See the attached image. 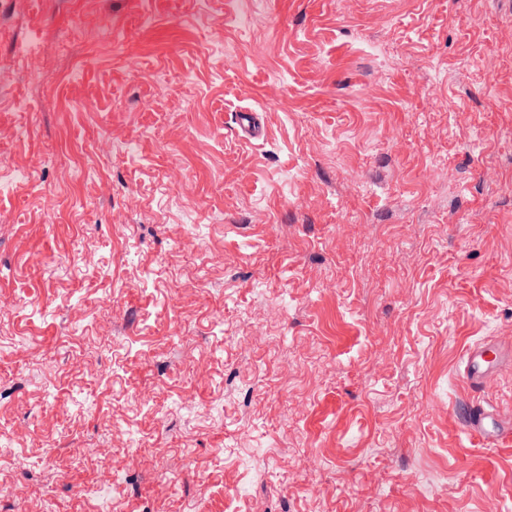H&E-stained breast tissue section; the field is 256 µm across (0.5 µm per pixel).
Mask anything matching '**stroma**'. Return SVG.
<instances>
[{
    "label": "stroma",
    "mask_w": 512,
    "mask_h": 512,
    "mask_svg": "<svg viewBox=\"0 0 512 512\" xmlns=\"http://www.w3.org/2000/svg\"><path fill=\"white\" fill-rule=\"evenodd\" d=\"M483 341L512 0H0V512H512ZM512 352L492 343L473 345L467 352L465 380L470 390L479 395L490 374L497 369L508 366ZM491 424V425H490ZM466 428L478 440L488 444H496L505 438H511V427L502 421L497 426L493 424V414L480 401L469 412Z\"/></svg>",
    "instance_id": "stroma-1"
}]
</instances>
